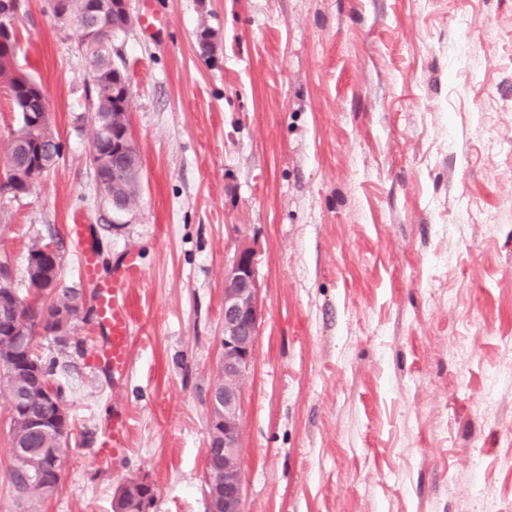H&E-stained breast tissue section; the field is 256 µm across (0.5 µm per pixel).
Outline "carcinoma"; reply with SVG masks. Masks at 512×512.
Listing matches in <instances>:
<instances>
[{"instance_id": "cac0c4a2", "label": "carcinoma", "mask_w": 512, "mask_h": 512, "mask_svg": "<svg viewBox=\"0 0 512 512\" xmlns=\"http://www.w3.org/2000/svg\"><path fill=\"white\" fill-rule=\"evenodd\" d=\"M64 9L77 28L84 26L99 30L100 38L85 45L88 60L87 83L93 86L95 103L91 120L95 127L93 141L100 144V149L112 155V139L101 140L104 132L119 128L125 121V99L113 96L114 88L124 83L125 74L113 69L111 54L112 29L110 27L111 0H63ZM214 31L206 24L196 32V40L201 52L209 54L214 46ZM17 57V40L11 36L0 40V82L10 95V100L23 116L27 112L47 109L46 99L40 85L25 73L17 71L12 61ZM112 164L102 163L95 171L96 176L107 178L104 186L105 196H117L122 202L132 204L136 201L141 184L139 170L130 171L121 181L112 183ZM80 294L74 289L63 288L56 298L47 304L25 306L18 313L28 321L32 332H37L44 315H67L77 311ZM8 328L0 324V392L7 395L12 412L11 444L14 458L12 484L17 497L37 503L46 501L55 493L54 486L59 484L61 467L68 446V441L61 438L57 427H49L40 433H33L29 427V418L40 416L45 409L43 394L32 388L27 373L21 370L11 359V351L15 349L13 342L7 339ZM25 353L39 361L46 376V389L62 397L61 387L51 383L55 375L56 360L44 358L36 346L25 349ZM116 512H139L141 495L139 491H131L126 487L114 504Z\"/></svg>"}]
</instances>
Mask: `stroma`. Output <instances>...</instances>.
Wrapping results in <instances>:
<instances>
[{"label":"stroma","mask_w":512,"mask_h":512,"mask_svg":"<svg viewBox=\"0 0 512 512\" xmlns=\"http://www.w3.org/2000/svg\"><path fill=\"white\" fill-rule=\"evenodd\" d=\"M113 59L142 162L126 224L96 184L95 100L75 28L21 0L17 65L62 144L0 198V255L24 283L54 243L60 285L89 289L66 234L92 225L99 273H139L120 385L79 347L41 342L72 418L59 489L38 512H111L148 475L153 512H207L208 397L224 334V262L256 252L262 318L243 389V512H512V0H130ZM153 14L160 29L146 27ZM216 33L212 54L196 42ZM456 301H448L447 292ZM124 451L101 456L113 407ZM0 395V512L12 483Z\"/></svg>","instance_id":"1"}]
</instances>
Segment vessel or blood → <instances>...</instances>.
Returning <instances> with one entry per match:
<instances>
[{"label": "vessel or blood", "instance_id": "b4317fda", "mask_svg": "<svg viewBox=\"0 0 512 512\" xmlns=\"http://www.w3.org/2000/svg\"><path fill=\"white\" fill-rule=\"evenodd\" d=\"M68 233L81 251V275L97 294L100 318L107 332L104 343L93 350L91 358L94 363L110 367L113 375H120L127 367L134 324L124 285L138 268L137 257L128 255L115 277L100 279L96 255L88 246L87 225H69Z\"/></svg>", "mask_w": 512, "mask_h": 512}]
</instances>
